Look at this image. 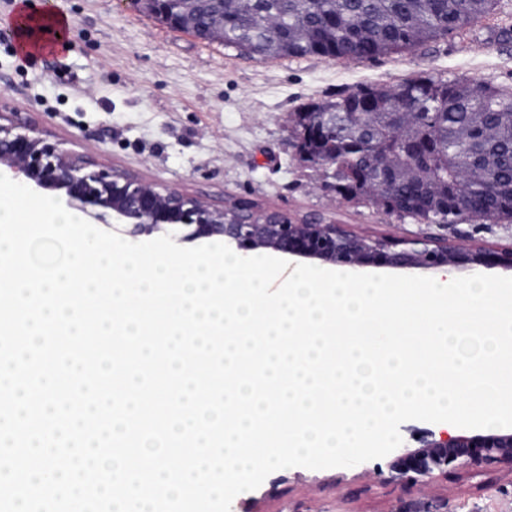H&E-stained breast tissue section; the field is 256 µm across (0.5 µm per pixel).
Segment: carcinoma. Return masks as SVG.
Listing matches in <instances>:
<instances>
[{"instance_id": "obj_1", "label": "carcinoma", "mask_w": 512, "mask_h": 512, "mask_svg": "<svg viewBox=\"0 0 512 512\" xmlns=\"http://www.w3.org/2000/svg\"><path fill=\"white\" fill-rule=\"evenodd\" d=\"M494 0H248L224 11V47L266 58L373 60L487 16ZM336 113V183L425 224L512 221V87L410 78L314 103Z\"/></svg>"}]
</instances>
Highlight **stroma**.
<instances>
[{
  "mask_svg": "<svg viewBox=\"0 0 512 512\" xmlns=\"http://www.w3.org/2000/svg\"><path fill=\"white\" fill-rule=\"evenodd\" d=\"M30 2L66 20L68 46L22 56L16 0H0V103L49 141L218 204L245 197L361 234L512 245L509 222L423 224L336 194L329 169L294 147L296 113L342 91L418 76L512 83V0H497L461 35L364 62L253 60L173 29L132 0ZM388 464L383 457L348 468L280 469L237 495L231 512H512V476L501 471L452 473L423 489L387 482Z\"/></svg>",
  "mask_w": 512,
  "mask_h": 512,
  "instance_id": "35a3bbf8",
  "label": "stroma"
}]
</instances>
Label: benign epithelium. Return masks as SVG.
<instances>
[{
  "mask_svg": "<svg viewBox=\"0 0 512 512\" xmlns=\"http://www.w3.org/2000/svg\"><path fill=\"white\" fill-rule=\"evenodd\" d=\"M140 9L198 39L224 38L225 0H132ZM303 149L323 145L313 161L336 153V113H299ZM0 174L65 198L92 224L136 239L173 234L179 244L218 238L243 257L272 251L303 261L330 265L350 273L371 268L512 272V246L453 244L432 237L392 241L354 234L342 224L318 216L293 219L277 210L259 211L240 199L217 207L176 189H158L50 143L15 113L0 111ZM389 480L430 487L441 475L494 467L512 474V428L491 432L461 430L454 435L429 433L423 447L391 452Z\"/></svg>",
  "mask_w": 512,
  "mask_h": 512,
  "instance_id": "benign-epithelium-1",
  "label": "benign epithelium"
}]
</instances>
